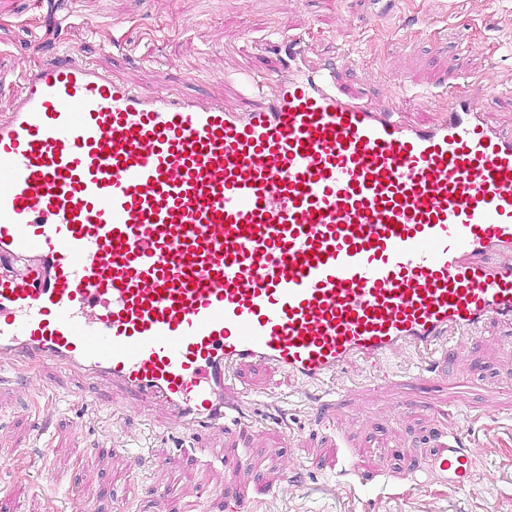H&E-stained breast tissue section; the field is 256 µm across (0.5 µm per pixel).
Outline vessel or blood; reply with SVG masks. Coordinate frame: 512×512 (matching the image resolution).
<instances>
[{
  "mask_svg": "<svg viewBox=\"0 0 512 512\" xmlns=\"http://www.w3.org/2000/svg\"><path fill=\"white\" fill-rule=\"evenodd\" d=\"M251 107L143 94L81 51L19 73L0 122V380L51 362L163 408L240 419L241 369L318 388L512 319V127L449 85L443 120L398 119L280 34ZM428 474L465 487L463 443Z\"/></svg>",
  "mask_w": 512,
  "mask_h": 512,
  "instance_id": "obj_1",
  "label": "vessel or blood"
}]
</instances>
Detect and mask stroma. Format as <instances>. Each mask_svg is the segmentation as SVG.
Wrapping results in <instances>:
<instances>
[{
  "mask_svg": "<svg viewBox=\"0 0 512 512\" xmlns=\"http://www.w3.org/2000/svg\"><path fill=\"white\" fill-rule=\"evenodd\" d=\"M284 31L373 104L404 84L407 122L441 119L453 80L490 103L489 123L512 125V0H0V121L41 39L143 93L244 107L222 75L272 67L254 45ZM450 349L437 377L381 387L356 367L341 393L315 398L249 370L246 418L220 431L174 430L111 385L18 367L0 382V512H72L78 492L89 512H512V322L455 335ZM465 426L476 475L456 488L423 467ZM134 453V483H115ZM410 465L418 480L402 478Z\"/></svg>",
  "mask_w": 512,
  "mask_h": 512,
  "instance_id": "35a3bbf8",
  "label": "stroma"
}]
</instances>
